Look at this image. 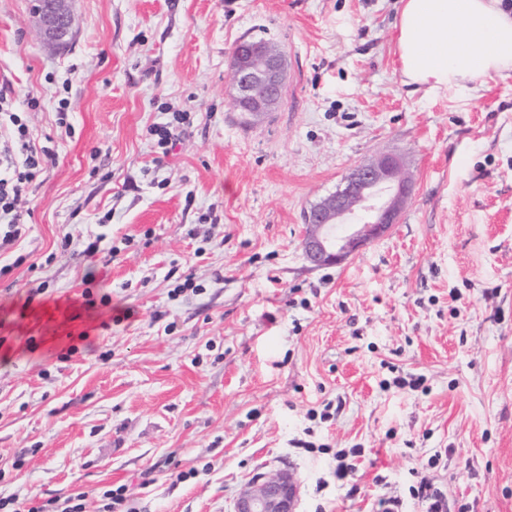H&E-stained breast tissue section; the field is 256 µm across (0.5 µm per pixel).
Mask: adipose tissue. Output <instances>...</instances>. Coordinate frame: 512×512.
Wrapping results in <instances>:
<instances>
[{
    "label": "adipose tissue",
    "instance_id": "obj_1",
    "mask_svg": "<svg viewBox=\"0 0 512 512\" xmlns=\"http://www.w3.org/2000/svg\"><path fill=\"white\" fill-rule=\"evenodd\" d=\"M396 54L403 84L436 94L512 69V14L501 0H402Z\"/></svg>",
    "mask_w": 512,
    "mask_h": 512
}]
</instances>
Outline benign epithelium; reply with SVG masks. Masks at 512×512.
Here are the masks:
<instances>
[{
	"label": "benign epithelium",
	"instance_id": "benign-epithelium-1",
	"mask_svg": "<svg viewBox=\"0 0 512 512\" xmlns=\"http://www.w3.org/2000/svg\"><path fill=\"white\" fill-rule=\"evenodd\" d=\"M41 40L63 46L73 34L70 0H31ZM283 50L244 40L230 60L235 111L258 120L273 111L286 79ZM411 178L397 155L384 153L353 165L336 191L305 213L304 253L316 267L339 264L381 239L397 223ZM298 489L287 473L258 474L237 499L234 512H296Z\"/></svg>",
	"mask_w": 512,
	"mask_h": 512
}]
</instances>
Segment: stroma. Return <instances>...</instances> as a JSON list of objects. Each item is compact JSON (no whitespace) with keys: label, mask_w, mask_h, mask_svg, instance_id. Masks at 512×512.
Masks as SVG:
<instances>
[{"label":"stroma","mask_w":512,"mask_h":512,"mask_svg":"<svg viewBox=\"0 0 512 512\" xmlns=\"http://www.w3.org/2000/svg\"><path fill=\"white\" fill-rule=\"evenodd\" d=\"M400 7L71 0L58 48L0 0V86L55 153L0 249L15 512L118 487L134 512H233L257 472L294 478L296 512H426L423 479L448 512H512V70L409 91ZM245 39L287 58L256 124L229 104ZM177 112L165 154L150 129ZM378 153L413 177L397 223L313 267L306 209Z\"/></svg>","instance_id":"35a3bbf8"}]
</instances>
